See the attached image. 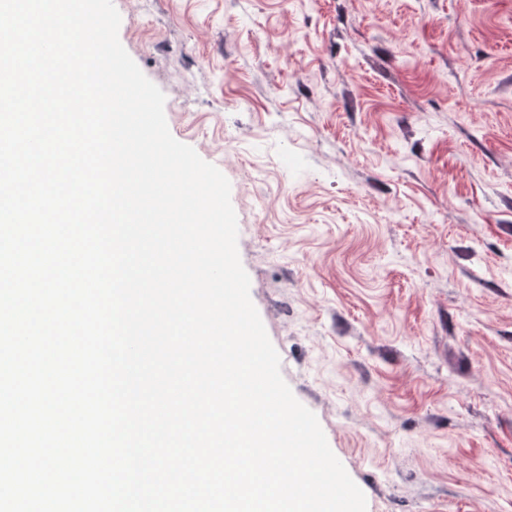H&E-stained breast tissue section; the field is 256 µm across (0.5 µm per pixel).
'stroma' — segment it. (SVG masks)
<instances>
[{
	"label": "stroma",
	"instance_id": "35a3bbf8",
	"mask_svg": "<svg viewBox=\"0 0 512 512\" xmlns=\"http://www.w3.org/2000/svg\"><path fill=\"white\" fill-rule=\"evenodd\" d=\"M367 512H512V0H124Z\"/></svg>",
	"mask_w": 512,
	"mask_h": 512
}]
</instances>
